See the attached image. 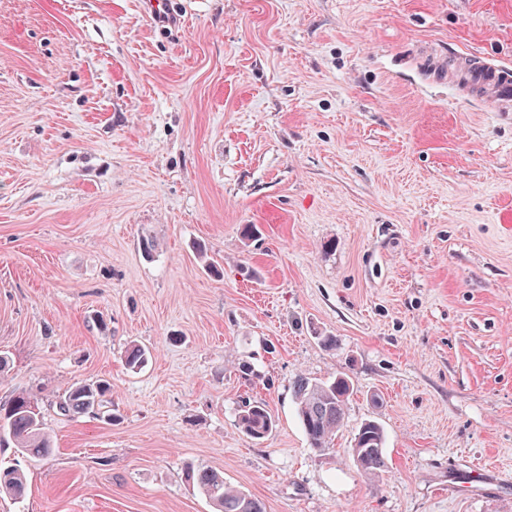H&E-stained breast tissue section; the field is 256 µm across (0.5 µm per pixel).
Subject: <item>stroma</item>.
<instances>
[{
    "mask_svg": "<svg viewBox=\"0 0 512 512\" xmlns=\"http://www.w3.org/2000/svg\"><path fill=\"white\" fill-rule=\"evenodd\" d=\"M182 2L166 34L138 0H0V399L28 391L55 446L0 449L28 479L0 512H216L201 465L266 512H512V112L433 65L512 60V0ZM341 372L318 452L290 384ZM100 378L114 420L56 414ZM369 418L378 477L349 455ZM238 425L248 437L262 440L276 428L275 415L262 400H248L238 409Z\"/></svg>",
    "mask_w": 512,
    "mask_h": 512,
    "instance_id": "stroma-1",
    "label": "stroma"
}]
</instances>
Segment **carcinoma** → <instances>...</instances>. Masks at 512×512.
<instances>
[{"mask_svg": "<svg viewBox=\"0 0 512 512\" xmlns=\"http://www.w3.org/2000/svg\"><path fill=\"white\" fill-rule=\"evenodd\" d=\"M150 351L133 344L125 351V365L132 371L141 369ZM297 416L309 446L316 451L329 447L345 418L353 384L349 376L340 373L330 381H317L298 375L292 381ZM110 384L96 380L72 386L57 396V413L65 417L97 415L112 419L103 412L108 404ZM238 425L248 437L262 440L276 428L275 415L262 400L246 401L238 409ZM13 445L26 456L47 458L54 454V443L42 430L38 405L25 392L0 401V443ZM351 457L356 468L369 476H377L386 468V438L376 420H367L354 437ZM184 481L192 484L212 502L217 512H265L264 504L251 495L235 490L224 482V476L206 467H189ZM27 483L19 470L0 469V494L16 499L26 495Z\"/></svg>", "mask_w": 512, "mask_h": 512, "instance_id": "cac0c4a2", "label": "carcinoma"}]
</instances>
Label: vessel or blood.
Returning <instances> with one entry per match:
<instances>
[{"label":"vessel or blood","instance_id":"1","mask_svg":"<svg viewBox=\"0 0 512 512\" xmlns=\"http://www.w3.org/2000/svg\"><path fill=\"white\" fill-rule=\"evenodd\" d=\"M145 12L167 25L177 21L176 0H141ZM449 70H464L468 76L462 86L463 95L478 93L488 101L494 111L512 112V65L481 55L450 56L446 62Z\"/></svg>","mask_w":512,"mask_h":512}]
</instances>
